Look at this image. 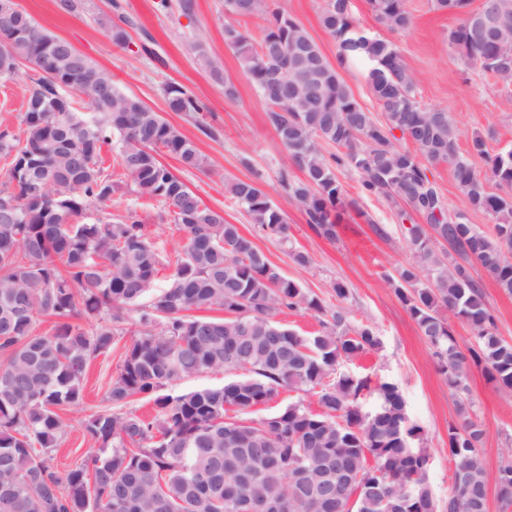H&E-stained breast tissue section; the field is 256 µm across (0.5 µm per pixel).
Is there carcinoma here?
<instances>
[{"mask_svg": "<svg viewBox=\"0 0 512 512\" xmlns=\"http://www.w3.org/2000/svg\"><path fill=\"white\" fill-rule=\"evenodd\" d=\"M432 2L458 17L449 34L455 50L512 86V0H495L507 22L494 42L474 25L471 0ZM369 4L391 32L411 23L406 0ZM224 12L268 16L259 43L233 25L224 38L269 105L267 119L287 160L304 174L287 187L311 229L336 237L345 205L340 168L355 170L364 192L384 197L409 222V259L392 282L457 396L461 419L448 428V451L468 481L451 487L448 512H487L492 483L512 503V462L493 475L487 470L468 386L477 367L512 394V343L498 335L473 275L480 266L512 295V150L489 157L477 132L461 151L452 117L421 106L417 76L392 42L350 41L348 0H325L320 24L336 39L339 61L368 62L367 83L383 122L355 100L306 28L276 4L224 0ZM127 25L122 14L109 20L114 43L127 42ZM22 64L36 73L23 128L0 133L7 174L0 188V512H437L429 451L413 446L421 428L407 416L398 387L380 383L379 404L367 415L360 404L367 381L340 370L380 347L372 328L351 325L343 307L348 288L334 283L336 306L329 307L283 276L159 159L165 153L189 168L204 165L177 127L33 19L24 28L0 20V76ZM274 69L288 73L290 98L268 80ZM164 95L170 111L212 133L203 122L205 103L171 82ZM84 98L94 111H83ZM398 134L407 146L394 144ZM325 145L336 152L325 155ZM106 146L138 198L161 203L184 233L174 272L160 289L161 255L136 210L116 220H79L90 203H110L117 190L103 167ZM476 157L490 159V177L476 171ZM440 164L467 206L492 217L491 233L462 212L448 214L428 176V166ZM491 180L501 192L489 190ZM225 189L256 233L288 240L283 214L257 183L233 180ZM202 308L222 309L224 317L190 315ZM284 310L314 313L320 330L302 336L281 325L275 316ZM42 316L54 325L36 335ZM81 316L101 325L90 334L77 322ZM455 320L472 332L474 346L466 351L453 334ZM125 332L132 341L108 388L112 411L83 422L97 453L61 473L53 464L60 411L80 404L88 362ZM210 371L231 379L163 393ZM284 388L314 393L318 409L297 401L260 419L227 415L246 414ZM136 397L152 399L154 415L124 411Z\"/></svg>", "mask_w": 512, "mask_h": 512, "instance_id": "cac0c4a2", "label": "carcinoma"}]
</instances>
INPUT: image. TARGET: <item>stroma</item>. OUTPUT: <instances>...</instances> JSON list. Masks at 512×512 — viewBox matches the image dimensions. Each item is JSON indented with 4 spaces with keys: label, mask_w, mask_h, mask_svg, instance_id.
I'll list each match as a JSON object with an SVG mask.
<instances>
[{
    "label": "stroma",
    "mask_w": 512,
    "mask_h": 512,
    "mask_svg": "<svg viewBox=\"0 0 512 512\" xmlns=\"http://www.w3.org/2000/svg\"><path fill=\"white\" fill-rule=\"evenodd\" d=\"M116 1L132 21L127 28L128 41L123 45L113 42L107 23ZM182 2L168 0V9L162 11L158 0H83L81 10L68 14L58 9L56 0H15L18 8L44 30L68 40L94 64L107 70L122 93L140 98L196 144L205 160L204 168L184 167L166 154L161 160L204 204L222 211L226 221L251 236L286 277L330 307L336 303L332 284L346 285L349 297L345 308L352 325L372 328L380 347L344 363L342 369L368 379L369 388L361 400L366 412L378 402L376 387L380 382L398 386L411 422L422 429L419 445L431 454L428 477L434 496L439 506H446L453 475L448 429L460 421L457 399L441 375L429 344L389 281L408 258L405 229L396 207L363 192L358 174L345 168L338 172L347 205L336 228L337 236L327 239L314 233L286 187L287 182L300 179L301 172L288 165L286 151L267 121L266 102L243 75L224 40L225 26L233 23L253 41H260L266 20H232L224 12V0H192L188 12L183 10ZM277 4L309 31L329 62L336 64L360 105L375 117H382L369 90L364 65L337 61L336 42L319 21L324 0H277ZM407 6L412 13L410 27L391 32L376 21L368 0H350L349 4L355 26L367 35L394 43L406 65L416 72L419 82L415 94L421 105L442 108L452 115L460 149H467L476 132L486 135L489 154L512 149V87L485 76L477 65L461 58L451 47L448 35L457 24L456 17L435 10L431 0H408ZM195 41L201 42L208 57L221 66L224 80L233 82L234 97H226L224 80L215 79L189 52V43ZM32 75V70L23 65L13 76L0 78V132H20ZM170 82L183 86L207 104L205 121L217 129L216 137L204 135L185 114L168 110L163 88ZM104 158L117 191L111 205L90 204L87 217H118L126 209H136L160 248L163 265L159 279L167 281L183 244L182 231L161 204L137 198L113 152H105ZM431 176L448 201L449 213L464 212L468 223L491 231L493 221L487 214L465 207L447 166L432 167ZM231 179H250L260 185L287 221V241L254 234L249 217L224 189L225 181ZM378 225L384 227V235L375 233ZM296 250L308 253L309 265L294 263L292 253ZM130 341L127 335L117 337L111 351L91 360L81 405L62 414L65 426L54 453L59 471L79 465L89 456L90 444L82 422L107 409L108 385ZM468 384L477 419L485 431L482 454L488 471L493 473L502 463L512 460V395L502 393L477 368L472 370Z\"/></svg>",
    "instance_id": "35a3bbf8"
}]
</instances>
